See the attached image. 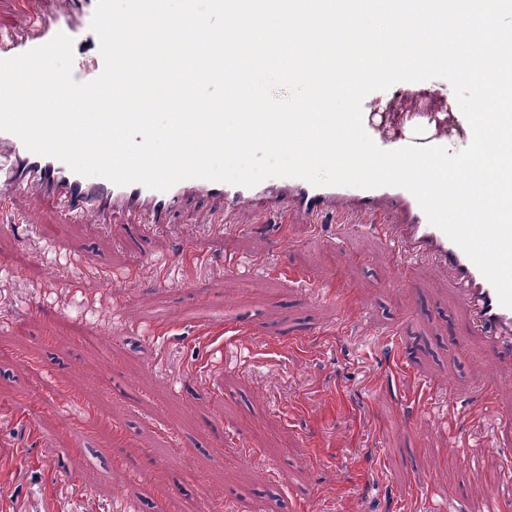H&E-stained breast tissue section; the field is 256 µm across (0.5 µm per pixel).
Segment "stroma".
Listing matches in <instances>:
<instances>
[{
	"label": "stroma",
	"mask_w": 512,
	"mask_h": 512,
	"mask_svg": "<svg viewBox=\"0 0 512 512\" xmlns=\"http://www.w3.org/2000/svg\"><path fill=\"white\" fill-rule=\"evenodd\" d=\"M12 206L31 221L0 226V512H172L187 489L227 512H479L512 471V361L446 266L347 230L279 241L252 205L216 236L203 198L163 228ZM23 398L34 441L8 412ZM81 408L123 439L76 440Z\"/></svg>",
	"instance_id": "35a3bbf8"
}]
</instances>
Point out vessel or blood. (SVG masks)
<instances>
[{"mask_svg": "<svg viewBox=\"0 0 512 512\" xmlns=\"http://www.w3.org/2000/svg\"><path fill=\"white\" fill-rule=\"evenodd\" d=\"M26 16L23 29L0 30V59L23 54L49 42L57 34L81 43L91 32L97 0H57L42 11L38 0H19ZM381 92L362 101L363 127L376 145L396 150L409 145L447 146L449 122L464 121L460 112L440 117L421 136L394 137L374 112ZM50 196L61 211L80 217L109 212H136L147 223L169 224L184 198L201 196L219 205L218 222H227L244 205H262L272 216L279 236H287L297 221L313 227L349 224L369 232L391 247L434 256L447 266L459 296L474 313L488 342L501 354L512 356V308L500 304L493 285L476 264L442 230L429 223L416 197L398 186L371 189L351 186H314L295 177H273L252 187L206 179H186L165 191L141 184L117 185L100 176H82L62 161L30 152L19 137L0 131V194L9 196L31 189Z\"/></svg>", "mask_w": 512, "mask_h": 512, "instance_id": "obj_1", "label": "vessel or blood"}]
</instances>
